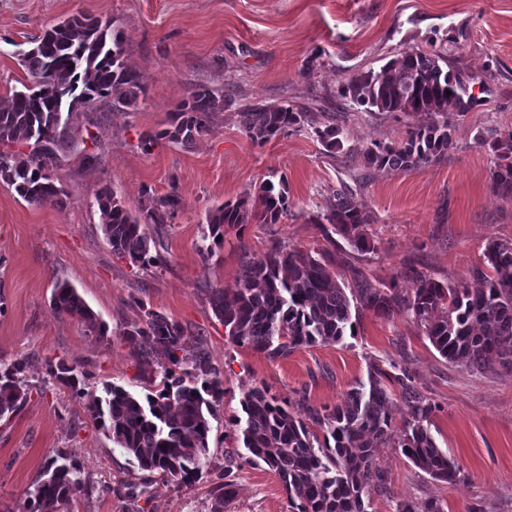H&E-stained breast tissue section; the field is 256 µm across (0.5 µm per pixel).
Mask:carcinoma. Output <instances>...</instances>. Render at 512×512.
<instances>
[{
	"label": "carcinoma",
	"mask_w": 512,
	"mask_h": 512,
	"mask_svg": "<svg viewBox=\"0 0 512 512\" xmlns=\"http://www.w3.org/2000/svg\"><path fill=\"white\" fill-rule=\"evenodd\" d=\"M122 31L108 21L84 14L71 16L33 40L21 54L30 85L13 93L0 110V143L29 148L25 155L0 154V180L31 205L61 206L66 191L55 183L48 162L75 146L70 119L95 102L112 99L118 112L137 110L145 96L141 73L129 64ZM466 79L448 69L446 57L406 49L379 71L351 79L339 94L359 106L395 118L426 115L407 123L401 138L374 143L358 152L369 169L408 170L441 160L453 147L448 111L464 113L481 103ZM451 94H446V91ZM238 113L245 134L265 143L288 129L313 130L327 150L344 149L345 127L336 115L308 112L293 104L271 106L259 101L235 106V100L207 86L195 87L171 114L169 127L145 133L139 146L145 152L159 141L191 146L210 134L215 116ZM493 156L491 188L512 197V132L482 140ZM102 233L112 253L137 266H161L162 241L146 231L173 218L181 204L170 192L151 199L132 213L117 191L101 188L95 197ZM288 211L284 179L266 180L253 196L208 210L199 254L207 258L224 243V227L256 220L278 224ZM322 236L344 237L360 252H372L374 242L360 231L368 216L352 201L346 185L327 201L315 220ZM488 271L476 270L473 288L463 279L443 285L408 267L413 287L401 293L383 282L362 281L344 288L330 268L327 254L316 258L283 244L264 258L245 254L235 287L210 291L214 315L236 345L270 356H285L316 343L335 344L355 335L352 313L362 309L391 316L404 314L420 323L438 353L448 362L483 373L496 367L512 371V242L491 239L486 245ZM51 303L58 315L79 320L86 332L106 339L108 327L66 282H58ZM134 304L143 317L119 330L136 354L161 369L158 387L140 395L111 383L100 393L86 389L83 373L59 358L47 362L48 375L72 394L87 399L86 408L104 435L130 463L156 473L178 486H190L203 468L213 467L219 482L212 488L210 512H224L232 494L229 466L209 458L210 417L224 399V383L203 347L202 338L181 323ZM26 363L17 360L0 367V420L10 422L31 398ZM378 366L368 372V384L350 389L331 409L306 406L303 417L290 410L288 399L254 387L241 401L242 418L234 419L233 439L263 463L282 482L291 512H371L364 491L382 481L375 449L396 440L398 450L435 480L452 482L458 469L435 444L428 424L435 405L413 385L408 370L395 377L401 392L394 397ZM408 409L402 427L395 425L399 405ZM83 465L74 452L48 459L21 512H59L86 483ZM395 512H444L434 500L417 505L397 502Z\"/></svg>",
	"instance_id": "1"
}]
</instances>
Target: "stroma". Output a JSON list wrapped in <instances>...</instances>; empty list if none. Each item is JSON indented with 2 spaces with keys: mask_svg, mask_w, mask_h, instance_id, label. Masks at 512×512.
<instances>
[{
  "mask_svg": "<svg viewBox=\"0 0 512 512\" xmlns=\"http://www.w3.org/2000/svg\"><path fill=\"white\" fill-rule=\"evenodd\" d=\"M79 13L113 20L123 32L146 95L134 112L113 111L107 100L77 112L72 126L82 137L97 131L99 159L91 166L75 151L50 162L68 193L64 205L29 204L0 182V362L24 360L33 388L22 413L0 422V512H21L44 463L59 451L77 453L92 484L64 512H209L215 475L179 487L134 468L95 426L85 400L46 371L47 360L59 356L85 373L91 390L111 382L148 393L162 374L119 334L144 307L200 333L221 371L224 400L210 420L209 453H238L235 493L224 512H289L277 475L244 464L246 450L231 438L246 391L268 389L301 415L309 406L335 407L375 365L394 376L408 370L432 400L430 432L460 477L433 480L384 444L375 459L386 481L365 493L374 512L429 498L445 512H512V372L451 364L417 322L367 309L342 342L271 357L233 344L208 300L211 289L234 287L243 255L262 259L275 241L332 251L341 282L359 275L400 291L412 286L410 264L443 284L487 268L488 239L512 241V198L492 191V157L482 144L512 131V0H0V105L27 80L19 47ZM412 47L440 52L451 69L482 79L473 88L481 105L449 115L453 147L443 160L407 171L366 169L327 151L306 129L257 144L232 111L192 147L162 141L147 153L138 145L144 133L166 128L195 85L321 108L339 102L343 82ZM345 110L349 146L393 141L404 130V120L352 103ZM281 178L289 197L281 223L225 228L213 256L199 255L207 210ZM343 183L370 217L364 231L372 252L354 251L342 237L327 242L313 222ZM106 184L134 212L148 197L179 195L181 206L161 235L163 266L138 267L113 254L94 200ZM59 281L71 283L107 324V339L54 313ZM135 297L140 306H132Z\"/></svg>",
  "mask_w": 512,
  "mask_h": 512,
  "instance_id": "obj_1",
  "label": "stroma"
}]
</instances>
